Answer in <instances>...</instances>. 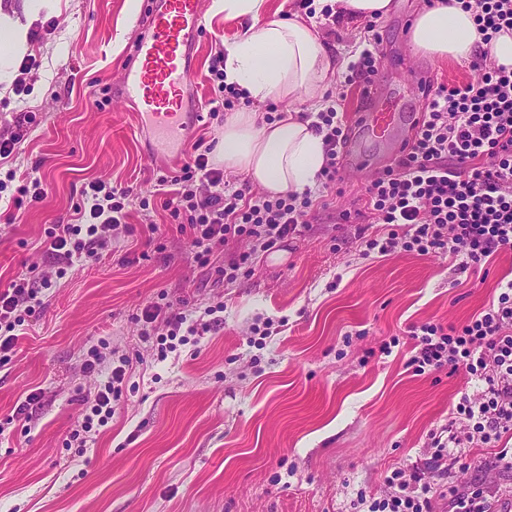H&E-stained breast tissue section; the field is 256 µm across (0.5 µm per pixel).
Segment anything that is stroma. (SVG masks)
I'll return each mask as SVG.
<instances>
[{"instance_id":"35a3bbf8","label":"stroma","mask_w":512,"mask_h":512,"mask_svg":"<svg viewBox=\"0 0 512 512\" xmlns=\"http://www.w3.org/2000/svg\"><path fill=\"white\" fill-rule=\"evenodd\" d=\"M147 2L58 0L32 28L39 69L0 96V135H10L16 113L36 115L16 153L0 161V179L13 171L45 189L13 222L0 214V283L33 266L52 271L45 232L75 223L87 183L134 190L116 241L46 291L0 365V512H360L358 492H382L393 469L425 464L431 434L474 391L448 367L415 374L408 327L458 324L489 306L499 281L512 278V249L476 270L437 253L364 255L356 223L338 219L361 205L371 180L355 173L326 190L328 206L308 230L261 253L249 275L222 281L195 262L156 195L157 175L181 158L149 159L139 115L117 95L100 101L146 26ZM424 7L392 0L375 21L384 88L410 80L394 66L398 52L441 83L473 77L467 63L413 49L404 19ZM205 28L194 76L202 115L183 136L215 146L224 120L210 114V66L243 26L209 10ZM151 223L165 245L159 253L143 246ZM150 303L192 312L220 303L224 311L197 355L183 348L156 362L155 342L136 320ZM268 321L277 334L256 343L253 327ZM394 336L397 346L380 353ZM103 342L133 367L111 421L80 453L67 445L71 428L109 372L85 373L83 360ZM33 391L40 399L27 422L18 407ZM461 453L469 465L449 471L437 512H452L457 491L480 484L498 489L495 512H512V474L484 469L492 449Z\"/></svg>"}]
</instances>
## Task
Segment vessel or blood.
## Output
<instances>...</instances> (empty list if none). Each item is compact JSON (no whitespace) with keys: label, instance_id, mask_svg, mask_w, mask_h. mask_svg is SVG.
Wrapping results in <instances>:
<instances>
[{"label":"vessel or blood","instance_id":"1","mask_svg":"<svg viewBox=\"0 0 512 512\" xmlns=\"http://www.w3.org/2000/svg\"><path fill=\"white\" fill-rule=\"evenodd\" d=\"M203 27L202 0H151L148 25L121 75L118 95L150 118L159 151H185L180 120L196 100L191 74ZM406 67L412 75L408 86L387 91L373 82L361 88L366 105L350 120L351 126L385 144L393 160L414 136L421 107L430 96L428 86L435 81L417 62H407Z\"/></svg>","mask_w":512,"mask_h":512}]
</instances>
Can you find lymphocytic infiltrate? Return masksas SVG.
I'll use <instances>...</instances> for the list:
<instances>
[{"mask_svg": "<svg viewBox=\"0 0 512 512\" xmlns=\"http://www.w3.org/2000/svg\"><path fill=\"white\" fill-rule=\"evenodd\" d=\"M459 2L472 11L483 42L512 30V0ZM469 68L477 79L434 87L409 150L366 186L365 207L382 230L362 235L365 253L387 256L400 248L439 253L476 269L498 250L512 249V70L495 65L484 51ZM312 126L326 143L318 182L327 189L342 178L349 128L332 104L314 113ZM210 153V147L195 142L179 170L159 176L157 183L164 190L163 210L186 235L198 263L209 264L216 248L229 241H248V249L217 270L231 282L239 272H252L260 253L305 230L316 201L309 189L274 198L254 192L246 181L231 186ZM131 193L128 187L88 183L81 191L77 223L56 224L46 233L53 274L32 269L0 289L1 363L10 359L16 327L41 310L42 293L53 279L66 277L77 262L99 257L107 248L108 231L128 217ZM223 310L220 304L207 307L200 321L183 312L164 316L159 306L149 304L141 312L142 334L155 337L156 358L163 361L191 337L209 332L211 315ZM410 336L408 365L416 374L449 365L483 386L475 396H462L451 412L450 423L464 424V435H433L435 458L457 464V448L476 442L495 449V469L512 471V448L501 442L512 431V280L501 285L496 302L469 320L426 322L412 326ZM125 374V366L113 367L87 398L70 432L76 447H86L111 421ZM386 483L383 496L365 501L366 512H434L436 488L419 466L394 469Z\"/></svg>", "mask_w": 512, "mask_h": 512, "instance_id": "1", "label": "lymphocytic infiltrate"}]
</instances>
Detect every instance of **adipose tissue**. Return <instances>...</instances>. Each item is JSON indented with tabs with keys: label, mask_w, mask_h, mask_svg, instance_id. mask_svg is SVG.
<instances>
[{
	"label": "adipose tissue",
	"mask_w": 512,
	"mask_h": 512,
	"mask_svg": "<svg viewBox=\"0 0 512 512\" xmlns=\"http://www.w3.org/2000/svg\"><path fill=\"white\" fill-rule=\"evenodd\" d=\"M225 18L243 23V31L224 44V82L249 97L224 119L216 156L225 171L245 175L265 193L303 192L315 184L325 158L323 137L310 121L295 114L269 122L264 108L274 102L321 103L340 70L337 57L311 19L279 16L268 0H213ZM55 0H0V91H8L15 63L30 50V32ZM414 47L440 59H471L487 50L496 65L512 68V33L482 44L474 16L454 0L418 15Z\"/></svg>",
	"instance_id": "obj_1"
}]
</instances>
